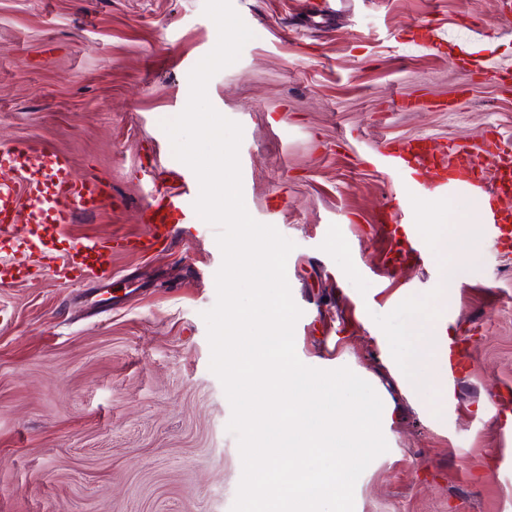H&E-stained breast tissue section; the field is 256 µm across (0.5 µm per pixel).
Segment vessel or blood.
Here are the masks:
<instances>
[{
  "label": "vessel or blood",
  "instance_id": "obj_1",
  "mask_svg": "<svg viewBox=\"0 0 512 512\" xmlns=\"http://www.w3.org/2000/svg\"><path fill=\"white\" fill-rule=\"evenodd\" d=\"M481 148L457 145L448 148V168L458 172L462 185L482 184L476 170L481 165ZM378 165L409 172L414 167H431L426 142L416 139L380 152ZM167 173L173 191L151 199L142 218L149 226L145 237L116 240L110 237L91 240L65 239L62 229L77 214H91L110 204L105 187L92 180L74 179L68 157L52 149L32 150L25 145L0 149V252L28 249L36 256L38 272L50 273L62 283L85 277L106 283L112 278V253L130 249L148 254L166 245L176 228L193 221L196 192L189 173L177 163H169ZM22 190H15L14 181ZM23 224L25 236L15 241L12 228ZM490 236L501 246H512V215L495 211L487 214ZM496 404L503 415L500 434L512 439V389L502 390Z\"/></svg>",
  "mask_w": 512,
  "mask_h": 512
}]
</instances>
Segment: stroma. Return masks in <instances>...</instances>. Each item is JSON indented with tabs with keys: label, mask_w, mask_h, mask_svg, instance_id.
<instances>
[{
	"label": "stroma",
	"mask_w": 512,
	"mask_h": 512,
	"mask_svg": "<svg viewBox=\"0 0 512 512\" xmlns=\"http://www.w3.org/2000/svg\"><path fill=\"white\" fill-rule=\"evenodd\" d=\"M254 37L214 75L212 106L239 123L248 213L294 242L295 351L349 368L383 403L387 452L354 512H512V462L493 398L512 387V253L484 224L474 269L440 287L460 195L380 167L390 142L480 146L487 176L512 152V23L502 0H232ZM204 0H0V147L65 152L111 205L68 237L136 236L173 157L161 123L215 47ZM419 107H405V100ZM405 212L421 260L386 264L379 219ZM216 229L112 257L110 300L48 274L0 285V512H231L242 476L232 409L210 369L203 312L217 298ZM433 312L460 343L456 393L404 388L395 353Z\"/></svg>",
	"instance_id": "stroma-1"
}]
</instances>
